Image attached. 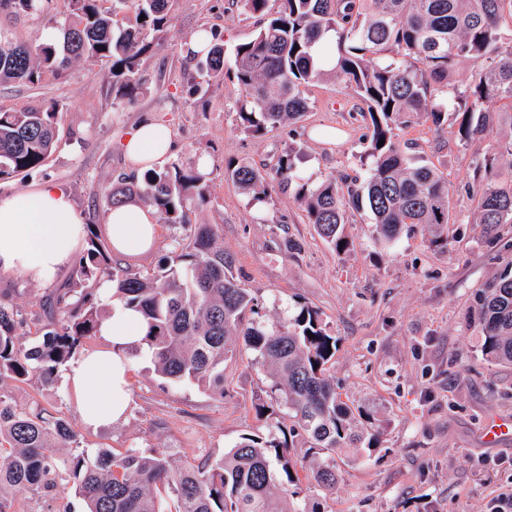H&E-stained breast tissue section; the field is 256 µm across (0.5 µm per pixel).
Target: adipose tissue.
<instances>
[{
	"label": "adipose tissue",
	"mask_w": 512,
	"mask_h": 512,
	"mask_svg": "<svg viewBox=\"0 0 512 512\" xmlns=\"http://www.w3.org/2000/svg\"><path fill=\"white\" fill-rule=\"evenodd\" d=\"M171 129L155 121L131 128L120 148L136 172L160 166L172 155ZM106 235L115 255L148 250L156 237L154 212L134 202L109 210ZM85 238L83 220L71 194L53 182L0 197V272L29 282H50L70 266ZM99 346L86 351L68 376V393L83 423L110 426L124 419L132 401L125 351L142 346L145 325L139 313L120 304L100 323Z\"/></svg>",
	"instance_id": "adipose-tissue-1"
}]
</instances>
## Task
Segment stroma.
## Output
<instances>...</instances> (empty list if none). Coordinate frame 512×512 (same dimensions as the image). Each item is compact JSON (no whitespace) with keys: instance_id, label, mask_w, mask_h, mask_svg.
Wrapping results in <instances>:
<instances>
[{"instance_id":"1","label":"stroma","mask_w":512,"mask_h":512,"mask_svg":"<svg viewBox=\"0 0 512 512\" xmlns=\"http://www.w3.org/2000/svg\"><path fill=\"white\" fill-rule=\"evenodd\" d=\"M172 20L153 39L142 66L135 100L115 97L110 64L73 61L62 78L37 85H0V107L59 106L60 144L41 171L0 182V196L45 180L65 187L85 223L101 224L103 199L128 175L119 149L123 135L144 119L169 125L175 134L173 163L210 162L211 201L197 211L200 224L223 228L224 249L236 260L246 287L260 300L266 323L287 320L299 305L316 309L339 340L330 367L343 401L381 424L377 448L349 449L336 457L338 482L327 504L332 512H494L502 493L512 491V439L488 444L484 426L496 416L512 417V365L486 360L481 336L469 313L476 290L498 267L483 225L473 223L475 202L462 186L471 153L461 147L456 126L436 133L417 122L400 132L448 176L452 186L446 250H433L420 234L404 230L391 247L375 244L368 211L353 213L345 233L350 247L336 253L309 224L292 194L271 190L252 202L224 177V161H250L260 171L275 168L288 144L302 149L298 174L318 183L328 175L360 169L371 125L362 104L334 80L310 85V110L302 121L264 136L241 132L234 104L235 79L213 82L205 97L189 94L187 78L196 59L183 46L200 28H211L233 50L251 39L259 17L240 0H171ZM52 27L50 14L20 17L0 13V36L32 44ZM298 243L280 251L277 240ZM51 284H34L0 272V290L28 320H35ZM133 402L125 420L108 428L83 424L66 388L65 374L50 386L17 384L19 405H39L65 416L89 453L159 450L176 461L207 456L219 460L242 435L264 433L253 406L266 399L263 374L248 360L224 364L226 393L219 396L193 381L161 378L140 349L127 352Z\"/></svg>"}]
</instances>
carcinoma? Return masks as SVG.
<instances>
[{
  "instance_id": "1",
  "label": "carcinoma",
  "mask_w": 512,
  "mask_h": 512,
  "mask_svg": "<svg viewBox=\"0 0 512 512\" xmlns=\"http://www.w3.org/2000/svg\"><path fill=\"white\" fill-rule=\"evenodd\" d=\"M129 1L144 20L121 28L114 16ZM241 2L263 25L235 47L231 64L216 40L198 60L206 77L227 72L241 88L234 108L240 131L262 135L298 123L309 109L304 87L332 75L366 106L372 132L362 178L342 174L309 183L296 174L299 149L291 144L272 172L230 158L225 177L255 202L264 201L273 183L292 192L338 253L347 249L340 242L348 240V213L364 208L376 241L390 244L410 225L427 247L446 249L448 176L433 163L414 161L398 131L420 119L436 131L452 123L472 151L463 191L477 202L476 223L496 232L499 251L512 250V133L489 139L503 126L512 130V111L498 107L512 102V28H503L512 19V0H277L275 10L270 0ZM45 3L65 16L57 37L32 45L0 36V84L35 85L46 75H65L77 59H107L116 95L133 99L152 48L148 36L170 22L169 0H0V11L26 15ZM460 60L475 66L467 82L457 78ZM58 120L54 104L0 109L1 182L46 164L57 146ZM134 196L186 231L157 269L144 273L114 259L97 225L89 224L76 287L52 297L54 314L28 345L20 343L21 314L0 303V512H20L12 498L17 490L56 502L70 481L84 512H165V496L174 512H325L321 498L296 486L295 439L308 445L317 461L313 479L327 492L336 486V454L364 440L369 449L379 442V431H357L370 415L344 402L328 375L338 339L305 305L284 324L257 319L258 298L235 276L223 230L191 219L209 201L196 168L146 170L137 183L113 188L105 207ZM103 278L115 286L113 298L142 313L143 341L161 377L197 381L222 395L224 362L250 354L268 388V399L254 410L274 422L273 430L242 436L218 462L200 457L177 464L163 451L90 455L65 417L17 406L10 384L52 383L96 334L106 316L95 297ZM473 317L483 355L512 364V258L481 287ZM52 440L73 449L66 460L46 453Z\"/></svg>"
}]
</instances>
